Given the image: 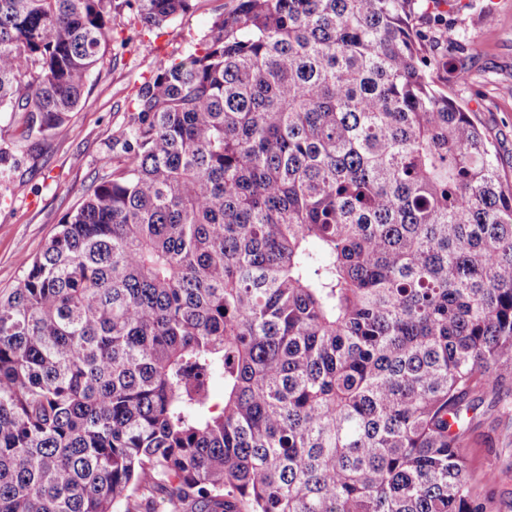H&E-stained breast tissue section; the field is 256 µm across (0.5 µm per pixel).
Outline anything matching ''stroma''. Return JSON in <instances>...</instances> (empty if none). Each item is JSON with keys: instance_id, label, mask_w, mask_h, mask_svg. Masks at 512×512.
Wrapping results in <instances>:
<instances>
[{"instance_id": "35a3bbf8", "label": "stroma", "mask_w": 512, "mask_h": 512, "mask_svg": "<svg viewBox=\"0 0 512 512\" xmlns=\"http://www.w3.org/2000/svg\"><path fill=\"white\" fill-rule=\"evenodd\" d=\"M239 0H196L193 9L169 22L159 38L128 20H118L115 41L92 73L78 112L44 145L16 143L17 124L0 114V148L15 146L19 164L0 177V292L13 288L41 252L62 217L85 197L108 168L123 165L112 148L127 127L139 85L171 55L186 53L220 15ZM452 27L463 52L448 49L442 37ZM425 54L434 59L431 77L438 89L472 111L496 147L503 176L512 181V0H461L441 23L422 22ZM153 39V50L143 40ZM466 67L471 80H455ZM479 407L469 435L474 475L491 470L493 482L479 484L487 512H512V377L497 392L476 393Z\"/></svg>"}]
</instances>
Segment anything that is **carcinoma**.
<instances>
[{
    "label": "carcinoma",
    "mask_w": 512,
    "mask_h": 512,
    "mask_svg": "<svg viewBox=\"0 0 512 512\" xmlns=\"http://www.w3.org/2000/svg\"><path fill=\"white\" fill-rule=\"evenodd\" d=\"M0 0L21 143L127 11ZM459 0H241L138 88L125 164L0 294V512H487L470 394L512 368V184L433 88ZM224 399L213 397L216 383Z\"/></svg>",
    "instance_id": "obj_1"
}]
</instances>
